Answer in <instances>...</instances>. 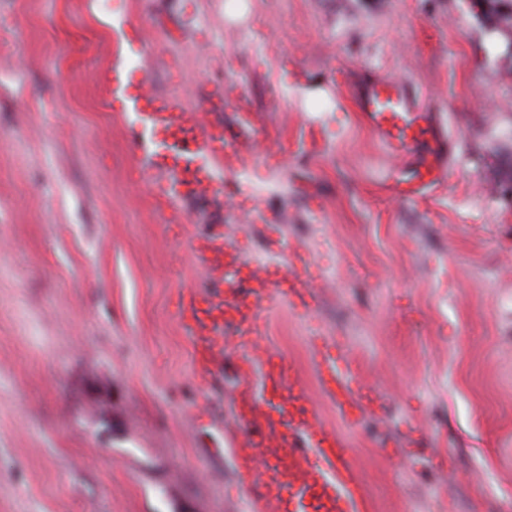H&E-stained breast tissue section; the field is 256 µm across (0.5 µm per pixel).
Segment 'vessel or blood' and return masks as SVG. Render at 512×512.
Wrapping results in <instances>:
<instances>
[{"label":"vessel or blood","mask_w":512,"mask_h":512,"mask_svg":"<svg viewBox=\"0 0 512 512\" xmlns=\"http://www.w3.org/2000/svg\"><path fill=\"white\" fill-rule=\"evenodd\" d=\"M126 56H113L105 78L111 103L131 113L133 148L142 165L166 173L157 196L167 222L179 224L183 199L218 195L225 160L242 159V149L228 138L222 119L204 121L174 97L131 89ZM343 84L389 155L409 163L408 179L392 184L396 194L408 188L420 194L444 181L448 140L404 82L360 73L346 75ZM154 130L163 140L151 138ZM187 250L217 288L182 289L176 315L192 337L201 379L223 369L225 348L240 354L236 417L242 439L236 455L242 477L258 489L263 512H371L346 440L323 419L292 363L258 343L263 315L280 300L300 316L311 310L310 273L298 268L294 257L279 273L262 272L220 232L188 239ZM228 268L237 273L229 283L224 280ZM313 363L323 395L348 423H356L359 404L349 359L319 347Z\"/></svg>","instance_id":"1"}]
</instances>
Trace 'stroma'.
Instances as JSON below:
<instances>
[{"mask_svg": "<svg viewBox=\"0 0 512 512\" xmlns=\"http://www.w3.org/2000/svg\"><path fill=\"white\" fill-rule=\"evenodd\" d=\"M135 39L132 85L248 146L182 228L108 102ZM350 71L434 114L439 187L390 191ZM216 224L258 268L311 260V316L279 304L260 343L316 395L335 342L382 395L355 427L320 402L374 512H512V31L475 0H0V512H255L235 354L202 383L175 311L213 287L186 241Z\"/></svg>", "mask_w": 512, "mask_h": 512, "instance_id": "1", "label": "stroma"}]
</instances>
